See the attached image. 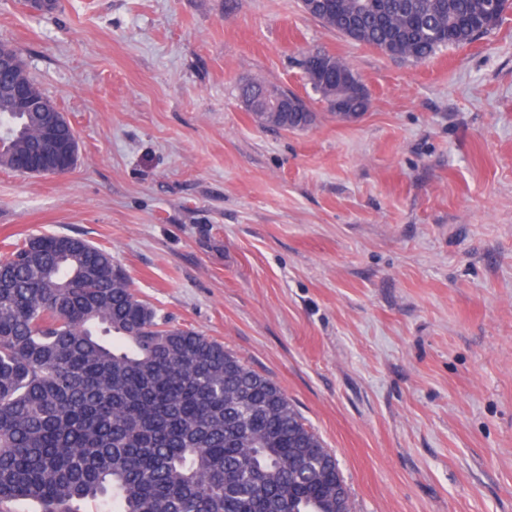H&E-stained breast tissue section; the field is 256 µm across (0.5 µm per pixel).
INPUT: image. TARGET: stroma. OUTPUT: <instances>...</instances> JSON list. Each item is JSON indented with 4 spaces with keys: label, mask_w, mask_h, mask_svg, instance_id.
<instances>
[{
    "label": "stroma",
    "mask_w": 512,
    "mask_h": 512,
    "mask_svg": "<svg viewBox=\"0 0 512 512\" xmlns=\"http://www.w3.org/2000/svg\"><path fill=\"white\" fill-rule=\"evenodd\" d=\"M78 136L66 176L0 169V256L106 247L141 297L272 378L336 455L352 512H512V10L414 63L301 0H0ZM347 62L363 118L300 65ZM256 79L304 131L258 124ZM266 86H267L266 84L256 81V80H253V79L244 80L240 83V86H239L240 97L244 99V98L253 96L259 92L268 91V90L279 91L284 96L265 98L262 100V106L267 112L277 113V112H287L286 107L283 104V101L286 100L285 96H287V93H288L295 100V106H296L297 110H296V112H292V115H290L291 113L288 112L286 121L283 124L276 126V128L284 129V130H296L294 128H290V126L297 125V124H299V122L301 120H305L306 118H310L309 126L311 124H313V122L315 121V114L310 111L308 105L306 104V102L303 99L296 96L294 93L286 92L277 87H271V88H273V89H271V88H268L270 86H267V87ZM288 122L290 125L289 127H288Z\"/></svg>",
    "instance_id": "1"
}]
</instances>
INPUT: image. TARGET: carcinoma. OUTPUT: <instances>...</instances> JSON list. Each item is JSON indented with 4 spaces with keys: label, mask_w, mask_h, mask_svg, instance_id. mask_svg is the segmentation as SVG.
<instances>
[{
    "label": "carcinoma",
    "mask_w": 512,
    "mask_h": 512,
    "mask_svg": "<svg viewBox=\"0 0 512 512\" xmlns=\"http://www.w3.org/2000/svg\"><path fill=\"white\" fill-rule=\"evenodd\" d=\"M304 10L385 55L424 62L499 24L493 0H324ZM309 82L331 111L369 99L342 60L316 51ZM20 80L53 103L28 71ZM296 112L315 114L293 96ZM0 168L36 152L32 112L0 95ZM36 512H351L335 454L280 386L144 301L100 245L35 234L0 261V506Z\"/></svg>",
    "instance_id": "carcinoma-1"
}]
</instances>
